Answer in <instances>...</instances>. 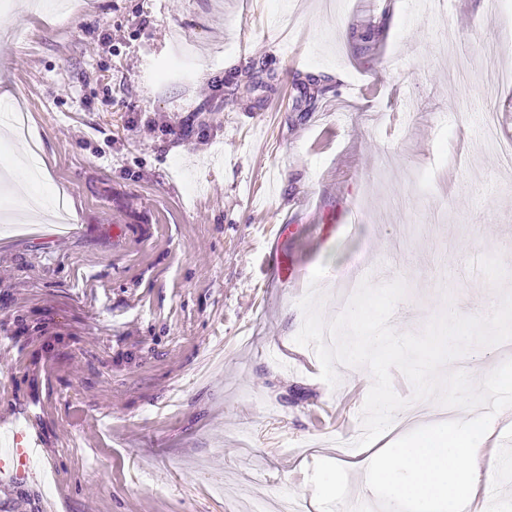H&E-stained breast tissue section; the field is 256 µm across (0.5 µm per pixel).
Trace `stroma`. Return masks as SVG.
Listing matches in <instances>:
<instances>
[{
    "label": "stroma",
    "mask_w": 512,
    "mask_h": 512,
    "mask_svg": "<svg viewBox=\"0 0 512 512\" xmlns=\"http://www.w3.org/2000/svg\"><path fill=\"white\" fill-rule=\"evenodd\" d=\"M0 20L4 77L74 218L0 223V442L40 440L34 483L0 512H344L372 382L319 377L296 343L318 265L333 320L347 280L408 290L390 321L421 332L451 294L486 316L476 260L512 254V9L489 0H78ZM262 69L266 105L235 75ZM331 90L307 109L295 81ZM192 120L206 141L162 123ZM295 226L282 236L280 224ZM300 269L279 281L277 255ZM477 375L457 384L494 417Z\"/></svg>",
    "instance_id": "1"
}]
</instances>
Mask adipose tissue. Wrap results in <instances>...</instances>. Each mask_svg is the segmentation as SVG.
Instances as JSON below:
<instances>
[{
	"label": "adipose tissue",
	"mask_w": 512,
	"mask_h": 512,
	"mask_svg": "<svg viewBox=\"0 0 512 512\" xmlns=\"http://www.w3.org/2000/svg\"><path fill=\"white\" fill-rule=\"evenodd\" d=\"M500 422H512V412L478 428L434 411L412 423L395 419L357 463L364 492L384 487L399 512H475L490 482L482 470L486 444Z\"/></svg>",
	"instance_id": "1"
}]
</instances>
